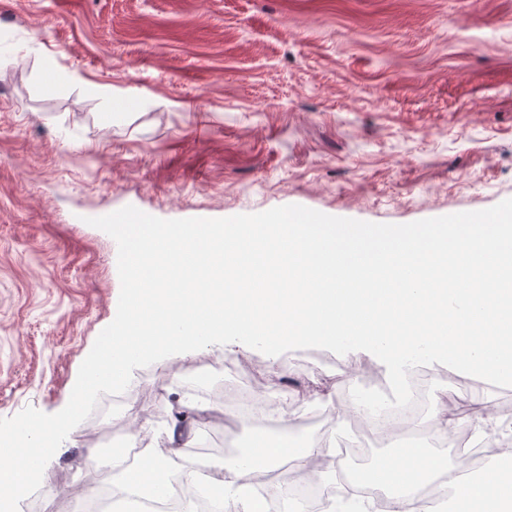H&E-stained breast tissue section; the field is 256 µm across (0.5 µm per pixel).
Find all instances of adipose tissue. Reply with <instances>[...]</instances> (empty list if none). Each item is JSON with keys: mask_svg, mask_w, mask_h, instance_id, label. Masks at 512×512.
<instances>
[{"mask_svg": "<svg viewBox=\"0 0 512 512\" xmlns=\"http://www.w3.org/2000/svg\"><path fill=\"white\" fill-rule=\"evenodd\" d=\"M453 403L450 390L435 393L425 441L407 444L396 457L385 458L375 469L373 483L389 493L386 512H435L431 501L417 495L418 486L434 474L444 477L449 503L460 506L462 512H512V496L504 493L505 485L512 483V471L503 468L512 454L501 452L490 457L478 477L463 481L447 455L435 451L436 443L448 439ZM165 442V450L146 449L141 466L135 470L113 459L112 469L127 488L156 493L174 477L187 481L202 478L220 491L226 512H264L251 493L254 476L258 470L278 468L284 456H293L298 467L307 470L317 483L332 479L331 472L321 465L335 451L330 439L296 449L285 436H267L261 454L248 451L234 460L210 464L183 457L173 434H166Z\"/></svg>", "mask_w": 512, "mask_h": 512, "instance_id": "1", "label": "adipose tissue"}]
</instances>
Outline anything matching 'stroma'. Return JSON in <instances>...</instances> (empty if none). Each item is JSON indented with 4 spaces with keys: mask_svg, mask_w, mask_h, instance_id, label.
Masks as SVG:
<instances>
[{
    "mask_svg": "<svg viewBox=\"0 0 512 512\" xmlns=\"http://www.w3.org/2000/svg\"><path fill=\"white\" fill-rule=\"evenodd\" d=\"M0 418L62 410L115 318L117 245L88 225L131 205L162 219L283 205L406 224L512 198V0H0ZM134 370L136 420L94 451L153 438L181 373L216 392L282 378L347 388L367 356L323 349ZM252 428L218 410L185 450ZM67 437L42 484L88 487Z\"/></svg>",
    "mask_w": 512,
    "mask_h": 512,
    "instance_id": "obj_1",
    "label": "stroma"
}]
</instances>
